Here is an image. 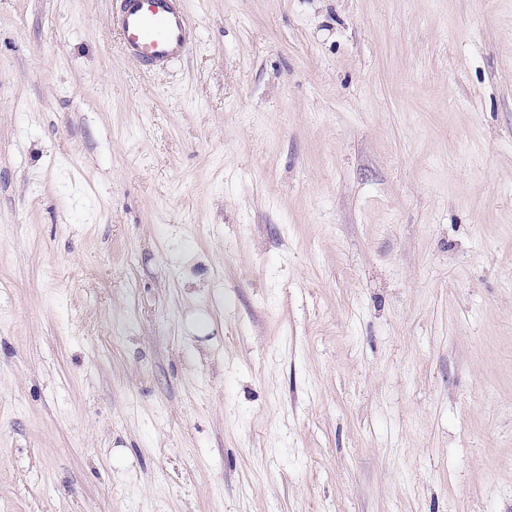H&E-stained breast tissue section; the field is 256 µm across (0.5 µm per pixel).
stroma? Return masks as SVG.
Instances as JSON below:
<instances>
[{
    "mask_svg": "<svg viewBox=\"0 0 512 512\" xmlns=\"http://www.w3.org/2000/svg\"><path fill=\"white\" fill-rule=\"evenodd\" d=\"M112 2L0 0V512H512V0ZM185 0H116L110 24L124 56L143 72L184 57L195 40Z\"/></svg>",
    "mask_w": 512,
    "mask_h": 512,
    "instance_id": "35a3bbf8",
    "label": "stroma"
}]
</instances>
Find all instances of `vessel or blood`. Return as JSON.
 <instances>
[{
  "mask_svg": "<svg viewBox=\"0 0 512 512\" xmlns=\"http://www.w3.org/2000/svg\"><path fill=\"white\" fill-rule=\"evenodd\" d=\"M110 24L124 56L148 73L184 57L195 39L185 0H115Z\"/></svg>",
  "mask_w": 512,
  "mask_h": 512,
  "instance_id": "1",
  "label": "vessel or blood"
}]
</instances>
